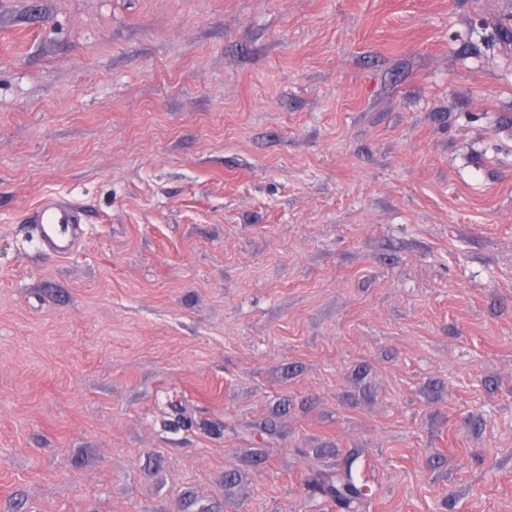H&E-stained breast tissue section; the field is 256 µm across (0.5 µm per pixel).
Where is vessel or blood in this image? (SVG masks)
<instances>
[{
	"mask_svg": "<svg viewBox=\"0 0 512 512\" xmlns=\"http://www.w3.org/2000/svg\"><path fill=\"white\" fill-rule=\"evenodd\" d=\"M36 233L42 249L67 258L77 251L86 229L79 221L77 208L49 199L38 215Z\"/></svg>",
	"mask_w": 512,
	"mask_h": 512,
	"instance_id": "1",
	"label": "vessel or blood"
}]
</instances>
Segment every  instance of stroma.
<instances>
[{
    "instance_id": "35a3bbf8",
    "label": "stroma",
    "mask_w": 512,
    "mask_h": 512,
    "mask_svg": "<svg viewBox=\"0 0 512 512\" xmlns=\"http://www.w3.org/2000/svg\"><path fill=\"white\" fill-rule=\"evenodd\" d=\"M348 474L512 512V0H0V512ZM36 225L42 249L60 258L73 255L86 234L78 209L54 199L43 203Z\"/></svg>"
}]
</instances>
